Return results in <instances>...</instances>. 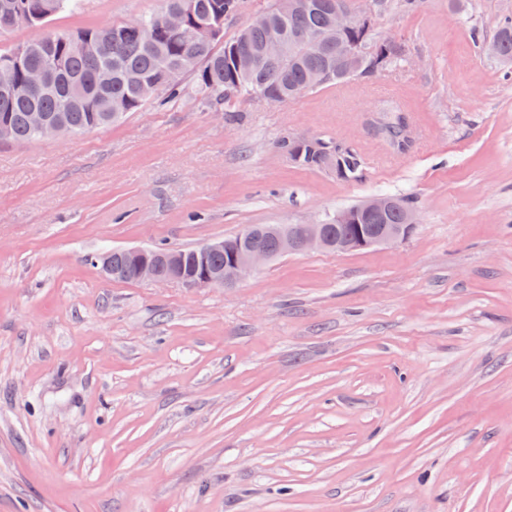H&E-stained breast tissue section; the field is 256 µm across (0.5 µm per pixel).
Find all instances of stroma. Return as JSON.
Here are the masks:
<instances>
[{
	"instance_id": "35a3bbf8",
	"label": "stroma",
	"mask_w": 512,
	"mask_h": 512,
	"mask_svg": "<svg viewBox=\"0 0 512 512\" xmlns=\"http://www.w3.org/2000/svg\"><path fill=\"white\" fill-rule=\"evenodd\" d=\"M161 0H82L61 34ZM512 0L394 8L413 62L241 122L190 96L0 141V512H512V69L473 42ZM403 109L405 150L375 134ZM291 134L355 142L361 177ZM413 196L409 239L278 258L229 287L106 277L94 255L329 223ZM297 138L305 143H315L320 141L318 136L306 134H298ZM299 140L296 139V135H288L278 143V149L286 156L294 152L292 163H294L296 167L305 170H321L326 162L328 167L327 169H330L329 171L332 172L336 165L335 157H328L325 159V156L319 152L318 149H313L310 146L301 143Z\"/></svg>"
}]
</instances>
